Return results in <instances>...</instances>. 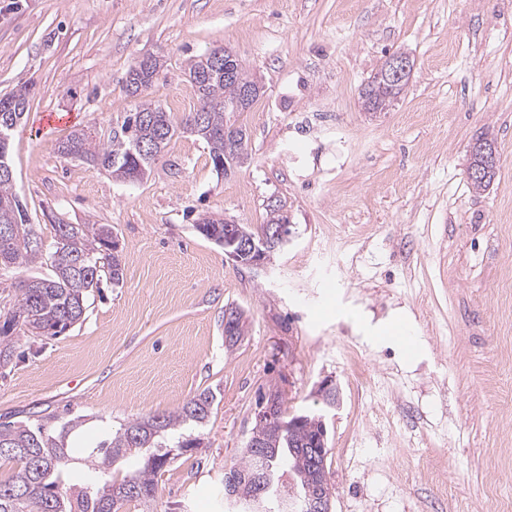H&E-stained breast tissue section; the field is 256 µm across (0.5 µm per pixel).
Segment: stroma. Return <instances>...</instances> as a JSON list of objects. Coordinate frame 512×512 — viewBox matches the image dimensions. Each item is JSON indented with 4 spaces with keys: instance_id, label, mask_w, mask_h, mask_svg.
I'll list each match as a JSON object with an SVG mask.
<instances>
[{
    "instance_id": "stroma-1",
    "label": "stroma",
    "mask_w": 512,
    "mask_h": 512,
    "mask_svg": "<svg viewBox=\"0 0 512 512\" xmlns=\"http://www.w3.org/2000/svg\"><path fill=\"white\" fill-rule=\"evenodd\" d=\"M218 47L264 86L231 116L245 165L217 173L190 133L140 181L59 155L73 129L121 125L148 53L165 61L149 99L194 111L187 63ZM396 52L415 64L405 92L363 111ZM24 84L11 160L42 249L55 223L111 225L123 282L102 280L63 335L17 336L0 421L80 416L69 444L90 448L211 391L203 443L159 475L151 512H226L224 472L276 389L287 413L325 416L332 512H512V0H0V97ZM482 135L499 171L477 192ZM281 202L289 240L258 266L194 228L207 213L257 231Z\"/></svg>"
}]
</instances>
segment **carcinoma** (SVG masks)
<instances>
[{
  "label": "carcinoma",
  "mask_w": 512,
  "mask_h": 512,
  "mask_svg": "<svg viewBox=\"0 0 512 512\" xmlns=\"http://www.w3.org/2000/svg\"><path fill=\"white\" fill-rule=\"evenodd\" d=\"M213 52L199 55L187 65V82L197 100L195 112L203 113L202 123L190 125L191 115L177 122L161 106L141 100L125 117L120 128L107 139H99L83 129L71 132L59 143L58 152L77 159L93 169L104 170L113 178L131 181L144 178L154 157L140 154L134 143L152 146L155 153L167 147L182 131L194 134L207 145L211 161L218 171L224 170V130L233 127L227 113L234 105L251 108L263 95L259 82L238 57L231 60V74L224 65L215 64ZM161 69L135 63L128 71L127 92L137 97L140 87H150ZM383 69L370 75L360 90L364 110L381 112L403 93V86L391 92L382 78ZM29 88L0 98V130L17 127L28 105ZM226 219L209 214L199 218L197 231L219 247H224ZM56 245L42 253L38 234L29 224L25 210L15 192L14 178L0 174V285L14 289L17 310L5 314L0 324V369L13 363L16 332L37 336H58L84 315L86 299L105 277L116 284L122 279L119 254L112 251V226L109 224H56ZM34 263L51 267L46 278L21 280L11 276L15 270ZM214 395L204 390L175 411L149 415L130 422L123 431L99 442L84 458L87 467L81 483H71L75 464L68 437L75 431L76 418L60 420L54 426L42 422H0V460L18 465L17 472L0 481V512H115L120 501L147 505L157 494V475L169 464L167 455L152 456L148 449L159 446L157 436L173 435L188 423L199 424L211 414ZM305 421L293 428L281 429L275 422L254 424L249 440L262 446L270 466L265 483L270 485L263 499L277 503L275 512H303L300 499L305 487L321 486L334 494L327 466L313 467L308 445L314 439L315 420L322 414L307 412ZM256 450L246 447L239 464L224 479V498L249 508L258 498L259 485ZM141 456L140 466L121 481L112 479L111 467L129 455ZM288 471L297 479V495L280 497V479Z\"/></svg>",
  "instance_id": "1"
}]
</instances>
